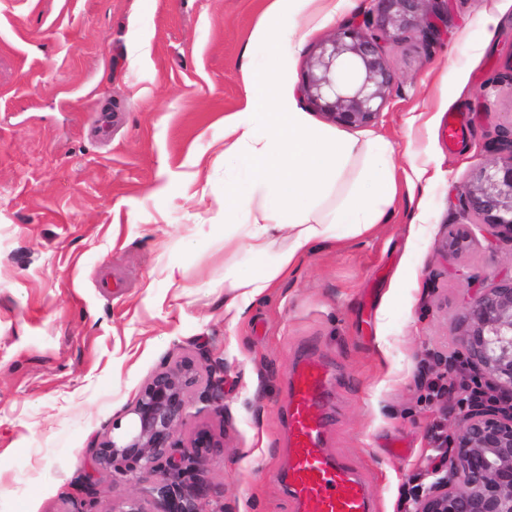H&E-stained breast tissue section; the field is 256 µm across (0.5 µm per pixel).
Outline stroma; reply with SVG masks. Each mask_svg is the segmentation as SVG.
Returning <instances> with one entry per match:
<instances>
[{
  "label": "stroma",
  "instance_id": "35a3bbf8",
  "mask_svg": "<svg viewBox=\"0 0 512 512\" xmlns=\"http://www.w3.org/2000/svg\"><path fill=\"white\" fill-rule=\"evenodd\" d=\"M494 2L490 29L481 0H440L448 22L430 46L411 33L385 45L399 81L369 132L392 143L398 171L424 164L436 179L401 189L369 236L307 255L230 326L223 119L247 107L245 68L268 63L251 34L270 0H0V512H66L88 446L161 362L202 350L226 364V411L192 414L176 436L224 435L201 473L210 507L294 512L277 478L287 377L313 352L335 372L328 451L374 512H407V490L439 461L432 433L457 427L425 386L464 375L432 357L463 351L467 282L512 273V243L488 231L461 256L440 251L488 142L512 127V0ZM374 7L348 0L301 48L282 47L280 82L299 89L314 46ZM451 111L467 120L452 152Z\"/></svg>",
  "mask_w": 512,
  "mask_h": 512
}]
</instances>
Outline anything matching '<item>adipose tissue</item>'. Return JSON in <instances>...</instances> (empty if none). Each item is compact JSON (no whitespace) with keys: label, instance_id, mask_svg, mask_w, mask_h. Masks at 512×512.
<instances>
[{"label":"adipose tissue","instance_id":"ef3b65f1","mask_svg":"<svg viewBox=\"0 0 512 512\" xmlns=\"http://www.w3.org/2000/svg\"><path fill=\"white\" fill-rule=\"evenodd\" d=\"M251 118L224 125V320L237 324L304 256L369 234L398 194L393 147L314 124L273 68L244 75ZM359 163L354 184L341 178Z\"/></svg>","mask_w":512,"mask_h":512}]
</instances>
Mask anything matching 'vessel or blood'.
Listing matches in <instances>:
<instances>
[{
  "instance_id": "1",
  "label": "vessel or blood",
  "mask_w": 512,
  "mask_h": 512,
  "mask_svg": "<svg viewBox=\"0 0 512 512\" xmlns=\"http://www.w3.org/2000/svg\"><path fill=\"white\" fill-rule=\"evenodd\" d=\"M330 376L326 363L311 358L290 375L288 467L281 479L296 512H372L365 483L324 446Z\"/></svg>"
}]
</instances>
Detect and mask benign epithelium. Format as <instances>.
I'll return each instance as SVG.
<instances>
[{
	"label": "benign epithelium",
	"instance_id": "1",
	"mask_svg": "<svg viewBox=\"0 0 512 512\" xmlns=\"http://www.w3.org/2000/svg\"><path fill=\"white\" fill-rule=\"evenodd\" d=\"M376 14L350 20L317 44L309 56L300 92L332 122L361 128L376 122L396 83L384 44L404 33L429 45L440 12L437 0H376ZM493 157L479 163L461 196L468 223L448 231L446 254L463 252L474 230H489L512 242V128L488 144ZM462 365L470 371L463 388L449 392L458 409L453 436L436 439L442 464L429 473L413 512H512V275L470 295L459 320ZM224 411V362L201 353L153 372L112 434L87 449L89 469L75 485L85 508L96 497V474L111 472L138 484L156 479L107 512H200L201 465L224 447V436L197 428L175 438L191 415V395Z\"/></svg>",
	"mask_w": 512,
	"mask_h": 512
}]
</instances>
